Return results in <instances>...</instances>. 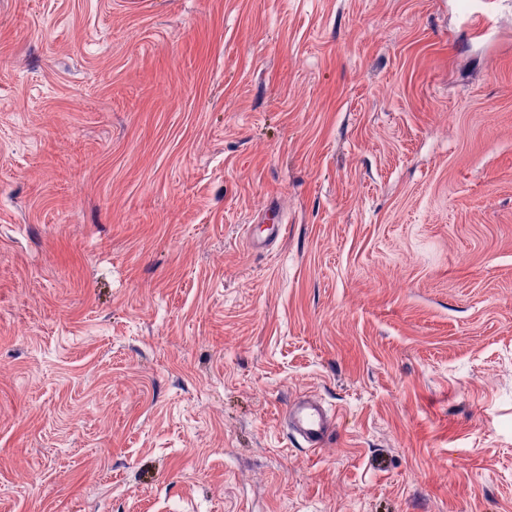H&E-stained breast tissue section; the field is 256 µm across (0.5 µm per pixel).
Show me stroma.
<instances>
[{
    "label": "stroma",
    "instance_id": "stroma-1",
    "mask_svg": "<svg viewBox=\"0 0 512 512\" xmlns=\"http://www.w3.org/2000/svg\"><path fill=\"white\" fill-rule=\"evenodd\" d=\"M470 4L0 0V512H512V0ZM285 413L295 436L311 450L320 448L333 431L334 414L313 397L297 398Z\"/></svg>",
    "mask_w": 512,
    "mask_h": 512
}]
</instances>
